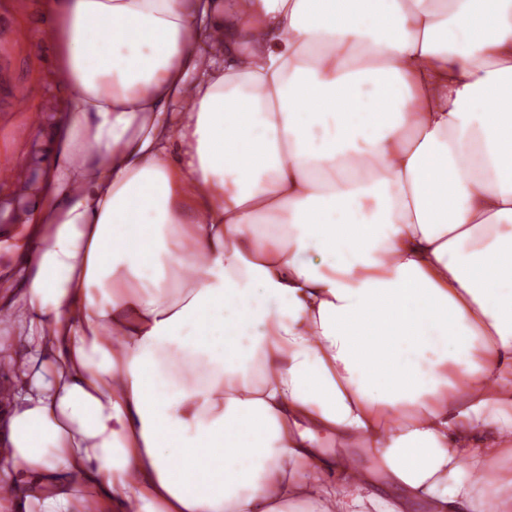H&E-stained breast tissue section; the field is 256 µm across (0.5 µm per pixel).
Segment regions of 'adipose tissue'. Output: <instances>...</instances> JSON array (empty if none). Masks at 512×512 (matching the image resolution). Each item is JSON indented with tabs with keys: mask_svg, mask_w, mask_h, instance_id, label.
<instances>
[{
	"mask_svg": "<svg viewBox=\"0 0 512 512\" xmlns=\"http://www.w3.org/2000/svg\"><path fill=\"white\" fill-rule=\"evenodd\" d=\"M44 10L0 512H512V0Z\"/></svg>",
	"mask_w": 512,
	"mask_h": 512,
	"instance_id": "1",
	"label": "adipose tissue"
}]
</instances>
